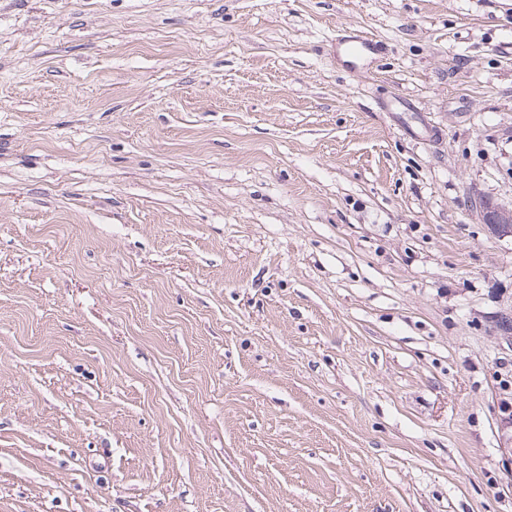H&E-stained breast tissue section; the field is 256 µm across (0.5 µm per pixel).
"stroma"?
Wrapping results in <instances>:
<instances>
[{"instance_id": "obj_1", "label": "stroma", "mask_w": 512, "mask_h": 512, "mask_svg": "<svg viewBox=\"0 0 512 512\" xmlns=\"http://www.w3.org/2000/svg\"><path fill=\"white\" fill-rule=\"evenodd\" d=\"M477 195L512 0H0V512H512ZM339 51L347 57H365L368 54H374L378 51V43L373 39L356 34L338 42Z\"/></svg>"}]
</instances>
